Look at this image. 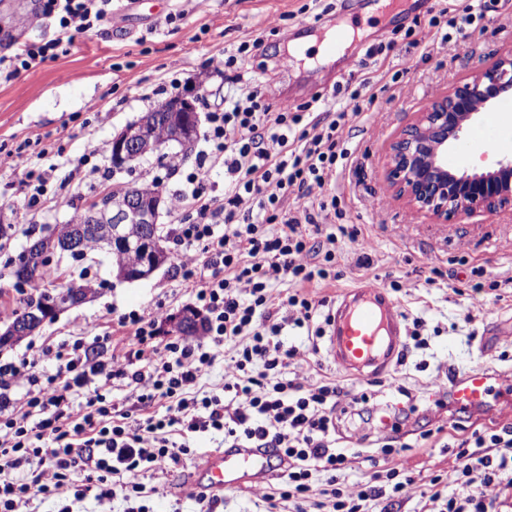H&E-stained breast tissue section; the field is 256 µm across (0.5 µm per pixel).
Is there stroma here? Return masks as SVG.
<instances>
[{"label":"stroma","instance_id":"1","mask_svg":"<svg viewBox=\"0 0 512 512\" xmlns=\"http://www.w3.org/2000/svg\"><path fill=\"white\" fill-rule=\"evenodd\" d=\"M376 0H144L132 25L108 23L86 36L56 60L13 77L0 76V224L11 225L9 240L0 246V307L18 306L20 292L10 275L12 266L47 227L69 220L74 207L88 206L115 185H143L163 179L161 192L173 197L185 174L202 170L216 192L224 190V167L201 161L199 152L178 165L152 156L112 169L110 142L113 134L137 121L161 102L174 97L171 79L186 83L200 116V130H207V116L224 98L227 76L241 75L256 85L277 87L289 103L300 105L310 98L309 86L322 97L349 94L360 80L369 79L373 93L357 101V114L348 120L344 143L347 158L326 187L337 198L331 224L357 228L367 241L371 264L359 266L354 243L336 244V278L315 289L324 310H331L340 295L358 282L371 281L388 289L404 326L421 318L428 345L410 349L401 362L384 376L363 383L349 382L353 392H367L375 399L394 395L390 381H399L420 397L406 431L449 429L492 431L512 423V406L496 391L512 380V291H492L493 282L512 279V214L476 213L445 224L410 209L395 198L386 182V163L393 142L415 122L432 99L448 92L481 67L512 52V0H480L465 28L466 36L454 51L433 48L427 36L430 19L440 9L449 15L462 13L471 0H433L422 10L418 0H387L395 11L382 18ZM278 28H271V20ZM360 22L361 28L346 47L351 63L337 62L329 70L296 61L283 69L279 61L286 44L294 39L319 37L340 22ZM0 57H11L19 43L50 40L55 23L35 15L33 0H18L15 8L0 12ZM258 38L263 52L239 58L228 72L214 69V54ZM383 47L382 55L368 57L369 49ZM56 139L62 152L41 159L53 168L49 194L66 196L65 204L46 203L38 212L27 206L26 179L6 155L23 140ZM92 152L98 174L70 176V159ZM98 288L89 302L71 307L46 322L33 335L1 349L0 362L13 361L43 345L77 339L93 342L109 334V352L123 354L129 336L118 328L119 317L131 311L149 314L164 309L167 315L193 308L194 301L174 279L173 264H166L152 278L117 282L112 261L102 257L88 267ZM401 290H392L393 281ZM485 286L481 301L471 300L468 287ZM280 338L304 353L301 364L289 367L288 379L312 385L341 380L342 375L325 355V340L305 331L285 328ZM485 368L493 374L489 401L491 416L437 407L435 401L448 384L450 374L466 375ZM374 427L360 422L345 424L340 444L354 454L349 489L366 480L372 469ZM221 437L191 438L192 453L179 462H160L156 470L138 473V482L167 485L166 496L150 500V512H196L189 479L193 457L219 448ZM401 463L416 482L408 495L395 499L391 512H415L420 494L432 477H439L442 492H452L458 474L454 460L438 440L403 453ZM276 485L272 477L247 469L242 482L221 492L218 512H267L268 498Z\"/></svg>","mask_w":512,"mask_h":512}]
</instances>
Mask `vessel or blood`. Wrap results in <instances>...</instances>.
Returning a JSON list of instances; mask_svg holds the SVG:
<instances>
[{
  "instance_id": "1",
  "label": "vessel or blood",
  "mask_w": 512,
  "mask_h": 512,
  "mask_svg": "<svg viewBox=\"0 0 512 512\" xmlns=\"http://www.w3.org/2000/svg\"><path fill=\"white\" fill-rule=\"evenodd\" d=\"M326 353L339 370L357 380L389 372L398 360L404 326L395 303L382 288L365 282L344 292L328 314ZM490 375L482 369L470 371L454 383L456 404L483 409L487 406ZM271 451L267 448H218L207 452L198 464L192 487L212 494L234 487L238 478L229 470V458L268 471Z\"/></svg>"
}]
</instances>
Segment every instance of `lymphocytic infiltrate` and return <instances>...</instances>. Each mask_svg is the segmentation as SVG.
Returning a JSON list of instances; mask_svg holds the SVG:
<instances>
[{"label": "lymphocytic infiltrate", "mask_w": 512, "mask_h": 512, "mask_svg": "<svg viewBox=\"0 0 512 512\" xmlns=\"http://www.w3.org/2000/svg\"><path fill=\"white\" fill-rule=\"evenodd\" d=\"M35 2L39 15L56 20L57 35L41 45L20 44L8 64L14 75L57 58L112 17V0ZM266 97L236 78L223 106L208 115L202 156L223 164L230 191L214 195L194 171L176 196L175 277L204 315L210 350L160 339L159 310L119 318L132 341L121 356L77 340L1 362L0 473L9 468L17 475L0 476V512H26L35 492L55 497L70 489L78 500L90 493L108 499L113 479L128 497L163 496L164 485L132 481V474L164 459L179 461L191 453L190 437L211 432L222 433L228 448L274 449L286 479L275 495L292 512H387L414 484L400 462L407 443L387 441L381 459L371 462L370 479L344 492L353 457L336 447L338 418L365 423L388 404L353 396L335 381L307 387L283 377L302 354L278 335L313 323L318 305L306 289L328 284L338 239L356 242L361 264L370 257L356 229L336 224L319 239L310 232L317 212L328 208L323 191L336 175L344 113L317 94L275 111ZM55 147L48 138L35 151L24 141L8 153L26 175L29 208L44 205L51 179L33 157ZM280 282L293 285V293L276 295ZM227 342L236 357L222 391L201 390L215 349ZM52 360L60 367L50 374L45 365ZM116 387L126 388L135 408L113 403ZM447 446L459 488L442 494L439 477H432L418 512H512V425L452 436Z\"/></svg>", "instance_id": "f902f5d3"}]
</instances>
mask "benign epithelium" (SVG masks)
Listing matches in <instances>:
<instances>
[{
    "instance_id": "obj_1",
    "label": "benign epithelium",
    "mask_w": 512,
    "mask_h": 512,
    "mask_svg": "<svg viewBox=\"0 0 512 512\" xmlns=\"http://www.w3.org/2000/svg\"><path fill=\"white\" fill-rule=\"evenodd\" d=\"M512 93V54L503 56L479 73L433 100L417 123L409 126L392 145L388 180L397 195L416 210L442 224L474 213L496 214L512 207V157L487 172L450 171L445 165L448 143L459 139L464 126L495 100ZM195 106L184 98L163 103L112 137L111 162L116 167L149 157L164 149L182 160L193 145L191 122ZM170 204L146 187L115 186L101 195L91 209L58 226L52 234L26 249L29 273L43 257L57 250H83L89 237L102 239L136 257L134 278L150 277L163 266L161 242L151 234L162 210ZM50 314L32 309L10 324L4 335L17 343L35 333Z\"/></svg>"
}]
</instances>
